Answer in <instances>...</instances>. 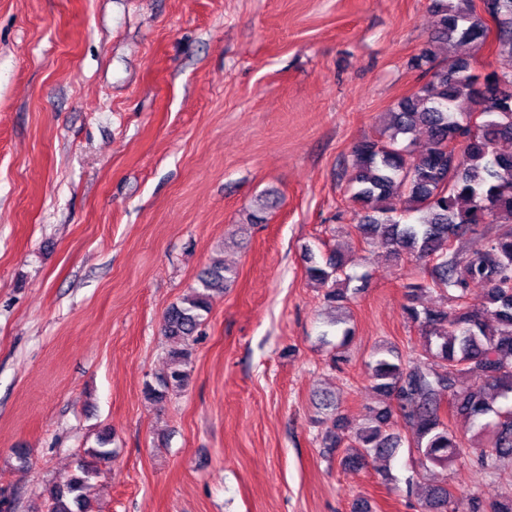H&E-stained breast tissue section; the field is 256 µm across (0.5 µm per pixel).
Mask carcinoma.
Wrapping results in <instances>:
<instances>
[{"label":"carcinoma","instance_id":"obj_1","mask_svg":"<svg viewBox=\"0 0 512 512\" xmlns=\"http://www.w3.org/2000/svg\"><path fill=\"white\" fill-rule=\"evenodd\" d=\"M438 28L431 43L410 61L424 82L386 113L383 132L352 149L348 179L355 211L354 230L367 245L381 243L393 258L403 255L423 263L407 285L406 319L423 336V351L406 360L380 350L368 364L372 386L385 403L362 422L344 427L328 399L320 401L327 448L352 440L343 463L358 468L370 457H391L408 445L422 465L462 464L489 476L512 464V409L500 412L497 398L512 395V152L497 150L512 141V0H486L477 10L472 0H431ZM496 28L494 60L480 88L472 86L469 59L438 57V43L483 47ZM425 136L424 151L414 154L406 141ZM279 197L268 194L247 223L263 224ZM488 224L498 225L478 248L468 239ZM347 261L332 252L325 262L307 252L306 276L324 290L328 303L347 301L351 280ZM236 271L214 262L198 275V286L168 308L161 333L171 343L159 387L145 396L159 401L184 390L211 292L222 290ZM483 301L468 302L473 288ZM437 293L450 306L428 307L421 298ZM451 415L474 423L497 415L485 446L468 449L441 415L444 397ZM112 434L103 431L97 446L62 482L46 489L48 512H91L99 466L112 463ZM424 512H512V491L491 506L478 493L457 497L446 485L421 495Z\"/></svg>","mask_w":512,"mask_h":512}]
</instances>
